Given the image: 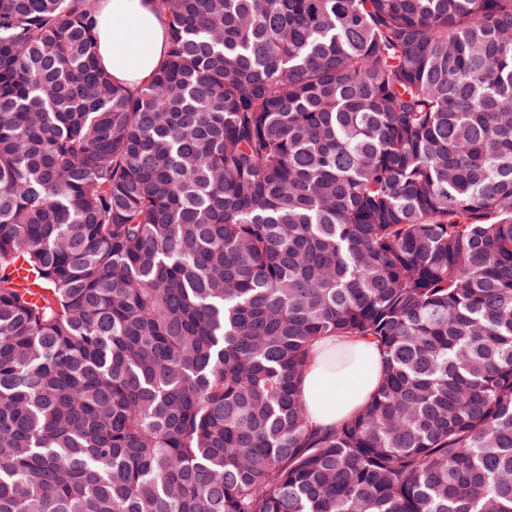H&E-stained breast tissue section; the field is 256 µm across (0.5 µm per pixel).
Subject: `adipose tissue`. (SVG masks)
<instances>
[{
  "mask_svg": "<svg viewBox=\"0 0 512 512\" xmlns=\"http://www.w3.org/2000/svg\"><path fill=\"white\" fill-rule=\"evenodd\" d=\"M96 34L101 65L131 91L150 81L167 52V18L158 0H100ZM381 364L368 340H318L301 386L310 423L329 428L356 414L378 389Z\"/></svg>",
  "mask_w": 512,
  "mask_h": 512,
  "instance_id": "ef3b65f1",
  "label": "adipose tissue"
}]
</instances>
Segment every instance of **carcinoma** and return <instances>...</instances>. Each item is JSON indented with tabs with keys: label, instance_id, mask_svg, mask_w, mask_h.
<instances>
[{
	"label": "carcinoma",
	"instance_id": "cac0c4a2",
	"mask_svg": "<svg viewBox=\"0 0 512 512\" xmlns=\"http://www.w3.org/2000/svg\"><path fill=\"white\" fill-rule=\"evenodd\" d=\"M161 7L0 0V512H512V0ZM97 54L114 81L130 91L146 85L167 52V18L157 0H101ZM381 364V352L368 340L346 336L318 340L301 386L313 427H334L356 414L378 389Z\"/></svg>",
	"mask_w": 512,
	"mask_h": 512
}]
</instances>
